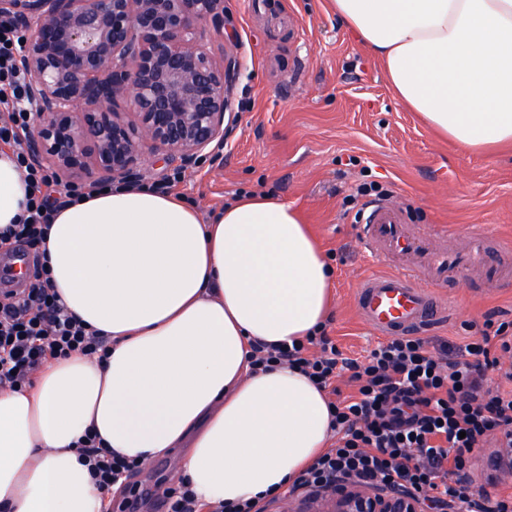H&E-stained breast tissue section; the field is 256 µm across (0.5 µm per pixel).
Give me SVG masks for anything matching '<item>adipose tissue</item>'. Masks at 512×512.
Segmentation results:
<instances>
[{"label":"adipose tissue","instance_id":"1","mask_svg":"<svg viewBox=\"0 0 512 512\" xmlns=\"http://www.w3.org/2000/svg\"><path fill=\"white\" fill-rule=\"evenodd\" d=\"M394 94L470 152L512 148V0H330ZM26 184L0 152V229ZM41 250L67 308L108 339L106 359L50 361L0 390V512H100L75 443L179 452L211 506L279 491L328 448V396L299 370L250 371L252 342L313 335L331 269L302 212L244 195L211 215L146 187L59 210Z\"/></svg>","mask_w":512,"mask_h":512}]
</instances>
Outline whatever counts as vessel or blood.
Segmentation results:
<instances>
[{
    "label": "vessel or blood",
    "mask_w": 512,
    "mask_h": 512,
    "mask_svg": "<svg viewBox=\"0 0 512 512\" xmlns=\"http://www.w3.org/2000/svg\"><path fill=\"white\" fill-rule=\"evenodd\" d=\"M363 247L385 269L360 280L356 308L376 335L409 333L448 315L449 282L477 275L488 287L512 286V244L484 228L447 229L407 224L403 210L384 202L368 207L358 228Z\"/></svg>",
    "instance_id": "obj_1"
}]
</instances>
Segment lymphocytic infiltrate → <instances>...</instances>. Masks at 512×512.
<instances>
[{
	"label": "lymphocytic infiltrate",
	"mask_w": 512,
	"mask_h": 512,
	"mask_svg": "<svg viewBox=\"0 0 512 512\" xmlns=\"http://www.w3.org/2000/svg\"><path fill=\"white\" fill-rule=\"evenodd\" d=\"M22 34L0 20V150H10L22 170L28 198L19 223L0 232V250L32 249L33 275L26 288L0 292V388L33 386L39 368L73 353L106 356L98 331L67 311L38 246L60 209L78 191L33 165L27 143L37 116L17 65ZM252 364L300 369L332 395L334 442L294 480V489L328 485L337 475L408 486L440 512H512V500H490L460 476L476 451L512 447V321L486 318L479 336L458 348L437 337L394 336L364 359L343 356L326 330L286 345L253 344ZM496 381H489V374ZM347 377L351 390L336 387ZM89 476L103 492L119 488L126 512L139 491L132 480L141 462L112 452L87 434L77 442ZM164 512H269V501L246 499L206 507L185 478L171 480L160 496Z\"/></svg>",
	"instance_id": "obj_1"
}]
</instances>
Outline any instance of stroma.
<instances>
[{
    "label": "stroma",
    "mask_w": 512,
    "mask_h": 512,
    "mask_svg": "<svg viewBox=\"0 0 512 512\" xmlns=\"http://www.w3.org/2000/svg\"><path fill=\"white\" fill-rule=\"evenodd\" d=\"M224 55L237 61L238 122L218 159H203L178 193L202 213L243 192L300 208L333 269L329 334L348 357L377 335L354 305L361 277L380 272L356 238L358 188L405 210L409 224H484L512 237V150L471 153L438 138L392 92L380 61L351 37L329 0H224ZM448 320L424 329L461 345L488 313L512 318V289L462 277Z\"/></svg>",
    "instance_id": "35a3bbf8"
}]
</instances>
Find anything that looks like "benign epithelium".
I'll use <instances>...</instances> for the list:
<instances>
[{
    "label": "benign epithelium",
    "instance_id": "benign-epithelium-1",
    "mask_svg": "<svg viewBox=\"0 0 512 512\" xmlns=\"http://www.w3.org/2000/svg\"><path fill=\"white\" fill-rule=\"evenodd\" d=\"M0 17L25 33L18 61L39 115L30 155L68 187L136 178L151 157L190 175L238 121L236 62L203 42L207 27H224V0H0ZM483 465L511 482L512 448L492 449ZM288 512H426V502L341 477Z\"/></svg>",
    "mask_w": 512,
    "mask_h": 512
}]
</instances>
